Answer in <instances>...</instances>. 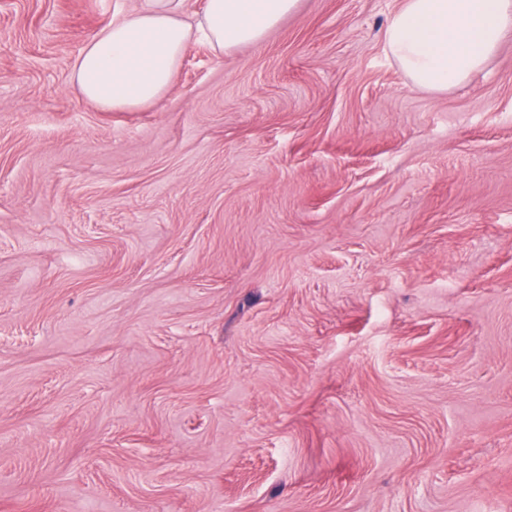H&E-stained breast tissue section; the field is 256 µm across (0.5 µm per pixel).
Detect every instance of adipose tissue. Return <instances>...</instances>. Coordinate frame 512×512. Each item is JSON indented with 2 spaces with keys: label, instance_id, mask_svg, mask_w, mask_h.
I'll return each instance as SVG.
<instances>
[{
  "label": "adipose tissue",
  "instance_id": "obj_1",
  "mask_svg": "<svg viewBox=\"0 0 512 512\" xmlns=\"http://www.w3.org/2000/svg\"><path fill=\"white\" fill-rule=\"evenodd\" d=\"M299 0H206L187 14L185 0H138L88 37L72 80L105 111H133L158 101L193 38L216 53L261 41ZM512 29V0H401L383 31L386 54L412 86L445 91L496 54Z\"/></svg>",
  "mask_w": 512,
  "mask_h": 512
}]
</instances>
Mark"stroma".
<instances>
[{
    "label": "stroma",
    "instance_id": "35a3bbf8",
    "mask_svg": "<svg viewBox=\"0 0 512 512\" xmlns=\"http://www.w3.org/2000/svg\"><path fill=\"white\" fill-rule=\"evenodd\" d=\"M399 4L112 112L136 0H0V512H512V30L417 89Z\"/></svg>",
    "mask_w": 512,
    "mask_h": 512
}]
</instances>
